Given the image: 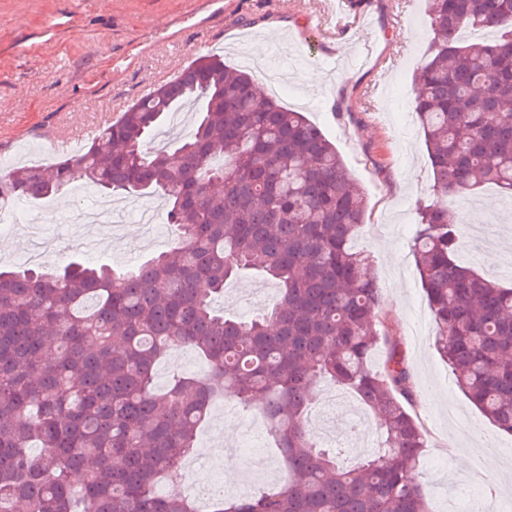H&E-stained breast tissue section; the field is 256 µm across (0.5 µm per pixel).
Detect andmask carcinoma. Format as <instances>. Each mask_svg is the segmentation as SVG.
Wrapping results in <instances>:
<instances>
[{"instance_id":"carcinoma-1","label":"carcinoma","mask_w":512,"mask_h":512,"mask_svg":"<svg viewBox=\"0 0 512 512\" xmlns=\"http://www.w3.org/2000/svg\"><path fill=\"white\" fill-rule=\"evenodd\" d=\"M432 39L412 106L433 171L412 243L456 384L512 435V288L456 260L464 225L448 203L494 184L512 198V0H427ZM190 108L170 164L157 142ZM85 179L159 198L174 246L136 270L73 261L0 269V512H196L175 488L217 398L262 413L287 476L213 512H429L413 375L389 336L370 256L352 242L366 197L321 130L254 79L209 56L129 105L86 150L0 174V196L40 200ZM255 274L275 300L243 322L216 309ZM381 370L370 364L379 340ZM184 344L201 377L154 384ZM330 379L377 415L375 453L354 465L311 437L315 388Z\"/></svg>"}]
</instances>
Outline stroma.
Returning a JSON list of instances; mask_svg holds the SVG:
<instances>
[{"label":"stroma","instance_id":"stroma-1","mask_svg":"<svg viewBox=\"0 0 512 512\" xmlns=\"http://www.w3.org/2000/svg\"><path fill=\"white\" fill-rule=\"evenodd\" d=\"M324 2L238 0L229 12L225 0L208 7L196 0H0V155L14 164L26 153L50 149L55 135L96 130L138 99L143 87L167 81L199 56L239 69L247 54L286 74L280 101L321 129L368 200L357 244L373 259L390 334L413 372L411 409L427 439L419 469L430 512H448L452 499L476 512L490 494L512 499V437L499 434L469 402L437 352L411 251L417 209L433 197V174L412 109L414 75L431 38L426 2L371 0L364 23L330 40L311 21ZM314 72L320 81L311 80ZM118 202L123 224L94 222L76 234L74 209L105 203L84 181L44 202L18 204V226L0 232V265H22L32 226L57 244L42 260L46 267L66 265L90 241L98 257L118 268L134 267L171 246L168 237L142 244L145 227L138 213L145 198L122 196ZM448 215L481 230L467 236L460 259L499 286L512 285V275L499 269L512 253V200L486 185L456 199ZM274 288L257 277L233 280L215 305L247 321L264 303L261 290ZM251 417L228 400L223 415L209 417L198 430V454L234 498L271 483L266 477L244 485L243 468L214 451L244 435ZM359 420L364 430L356 434L352 427ZM309 430L319 444L340 446L349 465L376 448L374 414L329 381L315 390ZM480 440L502 462L491 486L483 458L473 452Z\"/></svg>","mask_w":512,"mask_h":512}]
</instances>
